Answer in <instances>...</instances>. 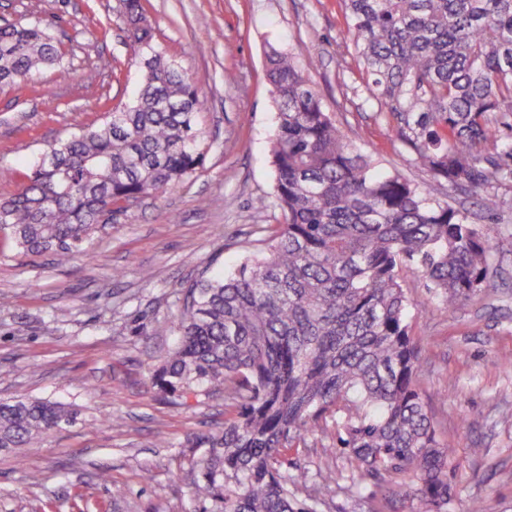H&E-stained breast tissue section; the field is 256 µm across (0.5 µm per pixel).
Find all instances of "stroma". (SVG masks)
Listing matches in <instances>:
<instances>
[{"label": "stroma", "instance_id": "35a3bbf8", "mask_svg": "<svg viewBox=\"0 0 512 512\" xmlns=\"http://www.w3.org/2000/svg\"><path fill=\"white\" fill-rule=\"evenodd\" d=\"M160 49L196 77L210 134L202 169L175 191L115 214L90 242V260L57 265L20 254L0 233V399L56 401L74 423L19 453H0V512H199L190 493L199 435L224 427V395L188 397L154 378L176 346L180 285L215 278L255 252L281 222L255 210L272 195L269 140L275 107L265 76L270 49L308 73L347 140L399 170L421 190L467 210L489 236L494 276L446 306L416 268L402 273L416 308L412 334L424 362L418 386L462 463L448 512H512V178L493 182L500 206L451 190L409 162L389 119L354 97L361 75L341 44L338 0H142ZM38 20L66 52L65 68L0 88V197L16 193L47 145L103 119L141 86L121 0H0V25ZM233 71L234 82L224 80ZM333 430L288 457L309 474L347 470ZM112 473L113 486L99 480ZM40 473L38 484L28 470ZM409 481L396 478L360 498L340 493L331 512H422Z\"/></svg>", "mask_w": 512, "mask_h": 512}]
</instances>
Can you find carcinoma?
<instances>
[{
    "label": "carcinoma",
    "mask_w": 512,
    "mask_h": 512,
    "mask_svg": "<svg viewBox=\"0 0 512 512\" xmlns=\"http://www.w3.org/2000/svg\"><path fill=\"white\" fill-rule=\"evenodd\" d=\"M342 43L362 74L358 96L395 122L412 164L448 188L481 190L511 175L512 0H341ZM128 38L146 63L130 103L50 144L27 182L0 198V231L27 255L81 254L112 214L174 190L203 167L198 86L159 49L142 0H124ZM48 27L0 26V86L60 66ZM276 109L272 199L283 224L240 268L178 291L180 336L156 374L183 396L224 392V430L201 438L192 497L211 512H319L339 480L283 460L333 423L357 475L380 488L417 482L424 512H448L459 468L418 390L401 271L422 270L445 304L490 274V240L469 213L431 197L354 147L290 55L267 56ZM74 421L46 400H0V451L24 448Z\"/></svg>",
    "instance_id": "carcinoma-1"
}]
</instances>
